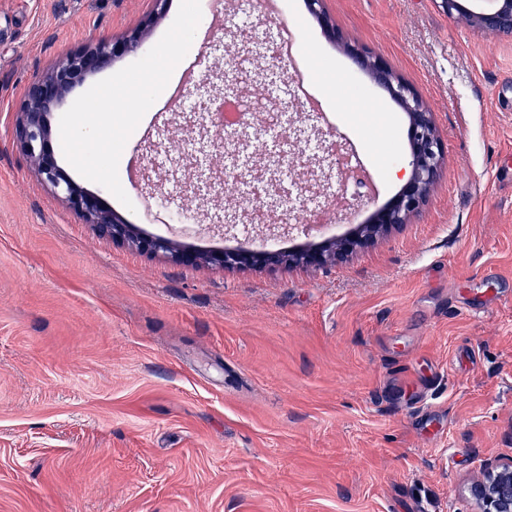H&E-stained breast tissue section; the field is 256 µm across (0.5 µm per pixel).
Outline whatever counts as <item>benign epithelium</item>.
Wrapping results in <instances>:
<instances>
[{
	"mask_svg": "<svg viewBox=\"0 0 512 512\" xmlns=\"http://www.w3.org/2000/svg\"><path fill=\"white\" fill-rule=\"evenodd\" d=\"M323 2L307 0L310 12L336 39V29L327 19ZM435 2L452 19L464 18L479 30L512 37V0H492L494 6L488 10L470 8L469 4L475 0ZM142 37V29L136 28L120 42L100 39L65 56L31 82L10 128L13 140L40 180L67 209L84 223L92 225L101 237L127 242L140 251L168 254L173 261L186 265L323 266L348 259L354 252L369 247L378 238L408 223L409 218L424 205L440 176L443 146L435 114L381 57L349 46L347 50L354 62L401 103L408 118L410 154L407 180L393 198L373 213L368 223L358 225L357 232L348 238L327 240L315 249L295 254L269 250L202 255L176 248L164 238H144L137 233L136 225L120 217L99 196L87 192L64 173L56 158L53 134L47 120L49 112L58 108L78 83L110 67L117 56L141 46ZM468 496L474 512H512V458L486 464L481 478L468 487Z\"/></svg>",
	"mask_w": 512,
	"mask_h": 512,
	"instance_id": "benign-epithelium-1",
	"label": "benign epithelium"
}]
</instances>
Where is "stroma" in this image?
<instances>
[{
  "label": "stroma",
  "mask_w": 512,
  "mask_h": 512,
  "mask_svg": "<svg viewBox=\"0 0 512 512\" xmlns=\"http://www.w3.org/2000/svg\"><path fill=\"white\" fill-rule=\"evenodd\" d=\"M167 0H0V512H472L463 493L512 456V39L444 15L434 0H306L279 15L236 0L222 25L201 0L196 48L211 67L182 107L156 106L126 143L130 205L106 201L148 237L204 253L282 251L342 238L402 186L408 119L346 52L381 56L434 112L444 163L409 224L347 262L221 268L99 237L41 183L9 128L35 76L82 45L146 26L143 57L175 19ZM293 21L294 60L267 52ZM253 70L238 99L253 118L212 144L199 97ZM298 65L312 112L287 109V150L255 106L286 108ZM371 102L370 123H355ZM357 154L378 194L347 195L320 145ZM197 151L195 166L180 151ZM236 186L216 193L211 168ZM280 192L321 178L333 232L266 223L241 207L247 176ZM194 211L189 231L155 221L149 193Z\"/></svg>",
  "instance_id": "stroma-1"
}]
</instances>
